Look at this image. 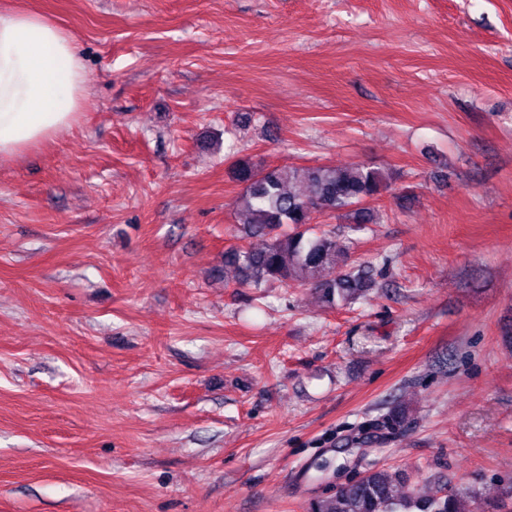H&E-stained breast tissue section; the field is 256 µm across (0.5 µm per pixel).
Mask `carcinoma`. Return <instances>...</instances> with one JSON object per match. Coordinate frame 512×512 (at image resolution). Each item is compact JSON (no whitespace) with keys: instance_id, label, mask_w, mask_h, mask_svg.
I'll use <instances>...</instances> for the list:
<instances>
[{"instance_id":"carcinoma-1","label":"carcinoma","mask_w":512,"mask_h":512,"mask_svg":"<svg viewBox=\"0 0 512 512\" xmlns=\"http://www.w3.org/2000/svg\"><path fill=\"white\" fill-rule=\"evenodd\" d=\"M244 184L238 223L246 225L245 247L224 252V269L242 287L259 288L277 280L312 289L328 306H348L374 286L372 277L346 269L349 246L334 231L310 232L315 214H345L353 227L372 221L363 203L387 188V178L363 164L304 169V190L295 188L297 170L260 168L244 161L234 171ZM311 512H471L466 492L450 489L439 496L408 488L402 473L364 471L325 496Z\"/></svg>"}]
</instances>
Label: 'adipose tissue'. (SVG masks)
<instances>
[{
  "mask_svg": "<svg viewBox=\"0 0 512 512\" xmlns=\"http://www.w3.org/2000/svg\"><path fill=\"white\" fill-rule=\"evenodd\" d=\"M83 70L71 33L36 13L0 11V163L77 122Z\"/></svg>",
  "mask_w": 512,
  "mask_h": 512,
  "instance_id": "adipose-tissue-1",
  "label": "adipose tissue"
}]
</instances>
